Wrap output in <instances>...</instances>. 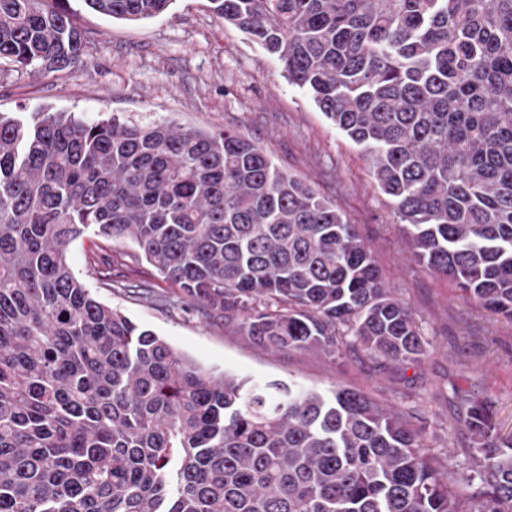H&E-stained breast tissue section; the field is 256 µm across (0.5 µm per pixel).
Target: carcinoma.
Wrapping results in <instances>:
<instances>
[{
	"label": "carcinoma",
	"instance_id": "cac0c4a2",
	"mask_svg": "<svg viewBox=\"0 0 512 512\" xmlns=\"http://www.w3.org/2000/svg\"><path fill=\"white\" fill-rule=\"evenodd\" d=\"M175 0H84L139 22ZM370 158L413 259L512 321V0H208ZM84 50L49 0H0V62ZM143 255L205 318L274 351L431 353L357 226L233 130L0 114V512H512V435L456 392L469 448L364 394L195 364L71 271L87 230Z\"/></svg>",
	"mask_w": 512,
	"mask_h": 512
}]
</instances>
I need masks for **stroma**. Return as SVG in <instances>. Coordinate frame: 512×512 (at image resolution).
<instances>
[{"label":"stroma","instance_id":"obj_1","mask_svg":"<svg viewBox=\"0 0 512 512\" xmlns=\"http://www.w3.org/2000/svg\"><path fill=\"white\" fill-rule=\"evenodd\" d=\"M87 41L76 63L39 73L0 71V113L30 116L50 106L82 116H143L210 131L238 130L280 168L310 180L356 224L387 284L410 307L432 345L421 364L398 366L358 350L341 356L273 352L239 319L201 318L153 294L107 288L93 275L92 252L113 244L85 233L67 249L77 278L104 303L203 367L241 379H277L330 393L361 391L393 408L411 428L428 425L438 456L468 445L454 390L490 399L502 434L512 433V322L462 299L445 276L411 259L401 224L370 175L365 150L336 129L312 99L289 85L277 59L226 25L207 0H175L157 17L127 23L66 0Z\"/></svg>","mask_w":512,"mask_h":512}]
</instances>
